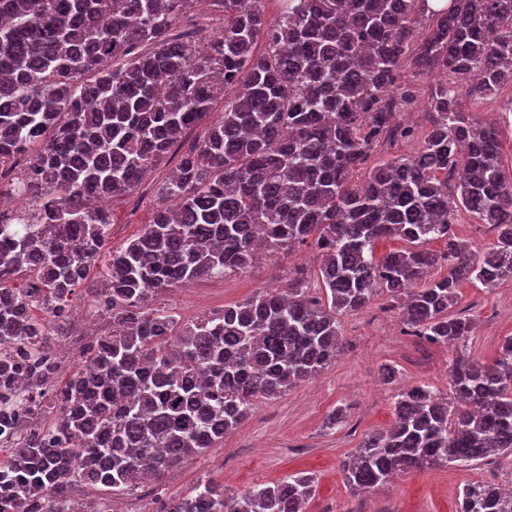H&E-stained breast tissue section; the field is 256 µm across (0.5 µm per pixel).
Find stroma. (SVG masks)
Segmentation results:
<instances>
[{
  "label": "stroma",
  "mask_w": 512,
  "mask_h": 512,
  "mask_svg": "<svg viewBox=\"0 0 512 512\" xmlns=\"http://www.w3.org/2000/svg\"><path fill=\"white\" fill-rule=\"evenodd\" d=\"M403 74L412 77L416 98L400 116L413 127L415 136L376 148L371 160L378 164L416 153L431 128L427 103L436 78L413 76L408 68ZM459 108L477 120L497 123L502 161L511 167L512 84L478 106L461 100ZM154 186L149 180L109 201L111 247L126 244L149 224L157 206ZM297 264L308 269L310 287L314 294H321L320 257L313 245L305 244L290 255L262 260L247 272L166 291L156 302L174 308L182 320H195L221 312L260 289L285 286L289 268ZM459 296L457 308L474 321L475 330L458 345L432 344L407 333L397 309L383 293L365 309L341 316L343 347L335 362L284 396L257 401L251 414L225 434L218 447L184 459L161 480L134 494L113 497L114 512H156V497L186 498L207 480L241 495L298 473L315 479V492L305 512H457L465 485L493 482L512 487V455L403 473L369 493L351 492L344 483L342 465L363 437L394 423V396L399 389L426 385L448 393L450 366L458 354L489 361L512 336V279L491 288L467 282ZM387 367L396 374L390 383L382 376ZM338 411L343 417L336 423L332 416Z\"/></svg>",
  "instance_id": "1"
}]
</instances>
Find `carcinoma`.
Returning <instances> with one entry per match:
<instances>
[{
    "label": "carcinoma",
    "instance_id": "1",
    "mask_svg": "<svg viewBox=\"0 0 512 512\" xmlns=\"http://www.w3.org/2000/svg\"><path fill=\"white\" fill-rule=\"evenodd\" d=\"M223 21L193 15L198 2ZM0 0V168L24 156L39 208L0 223V294L35 272L41 295L66 305L108 249L104 202L135 191L183 134L224 106L205 136L156 183L152 223L96 273L110 329L84 368L51 397L53 429L9 449L0 512H78L74 495H109L161 478L216 447L255 402L285 395L334 362L339 316L385 292L402 323L431 343L463 341L474 322L454 312L459 288L512 278V170L499 129L457 108L512 81V0ZM433 24L416 36L421 18ZM265 49L256 51L257 43ZM443 74L429 99L432 128L413 155L368 169L371 153L413 131L396 123L414 90L401 81ZM463 208L496 239L479 255L449 233ZM411 247L379 256L376 244ZM446 241V250L426 245ZM311 242L328 303L308 274L220 313L182 322L154 307L161 292L222 278ZM448 275L430 278L438 266ZM42 340L37 318L0 302V343ZM451 397L400 390L396 421L364 437L345 464L356 492L398 472L512 453V338L490 362L460 357ZM314 478L291 475L231 497L211 482L158 512H303ZM458 512H512L494 484L462 489Z\"/></svg>",
    "mask_w": 512,
    "mask_h": 512
}]
</instances>
